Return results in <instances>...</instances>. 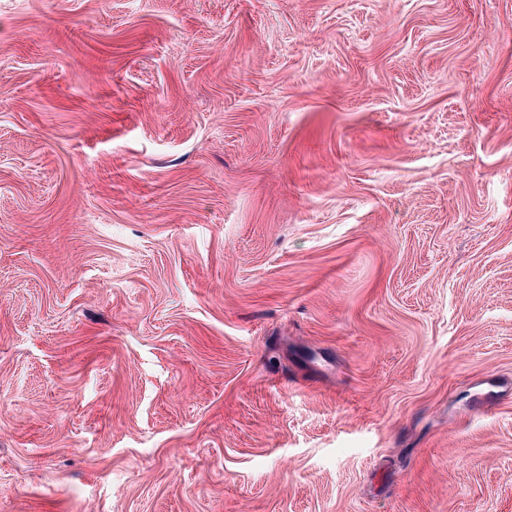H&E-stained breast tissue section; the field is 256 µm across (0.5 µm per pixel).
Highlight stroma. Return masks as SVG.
Wrapping results in <instances>:
<instances>
[{"mask_svg": "<svg viewBox=\"0 0 512 512\" xmlns=\"http://www.w3.org/2000/svg\"><path fill=\"white\" fill-rule=\"evenodd\" d=\"M0 512H512V0H0Z\"/></svg>", "mask_w": 512, "mask_h": 512, "instance_id": "obj_1", "label": "stroma"}]
</instances>
